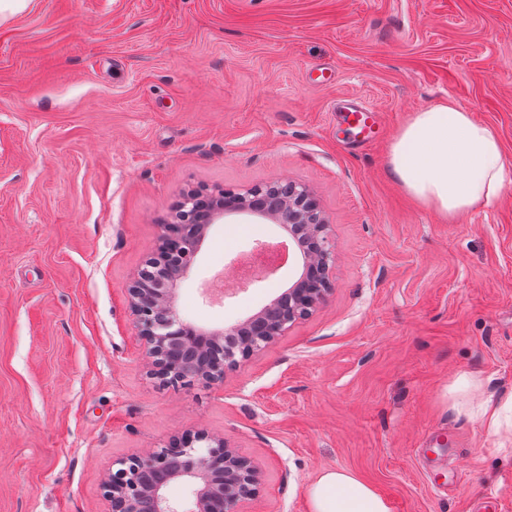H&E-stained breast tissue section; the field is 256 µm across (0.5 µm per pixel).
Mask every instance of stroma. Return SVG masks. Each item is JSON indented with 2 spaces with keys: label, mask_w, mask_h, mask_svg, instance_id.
<instances>
[{
  "label": "stroma",
  "mask_w": 512,
  "mask_h": 512,
  "mask_svg": "<svg viewBox=\"0 0 512 512\" xmlns=\"http://www.w3.org/2000/svg\"><path fill=\"white\" fill-rule=\"evenodd\" d=\"M454 99L512 163V0H26L0 8V512H105L114 461L187 430L260 467L241 512H310L325 468L399 512H512V447L452 407L512 395V182L448 224L393 177L412 112ZM381 113L354 142L340 100ZM290 179L335 241L332 289L222 382L148 375L128 287L184 190ZM211 227L177 311L245 318L275 281L206 299L282 237Z\"/></svg>",
  "instance_id": "stroma-1"
}]
</instances>
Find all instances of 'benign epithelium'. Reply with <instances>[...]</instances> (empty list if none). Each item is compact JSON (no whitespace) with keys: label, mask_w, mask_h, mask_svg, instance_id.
Wrapping results in <instances>:
<instances>
[{"label":"benign epithelium","mask_w":512,"mask_h":512,"mask_svg":"<svg viewBox=\"0 0 512 512\" xmlns=\"http://www.w3.org/2000/svg\"><path fill=\"white\" fill-rule=\"evenodd\" d=\"M231 215L270 219L288 228L302 251L306 272L252 315L206 332L178 315L175 292L194 266L211 225ZM161 228L156 252L128 293L150 374L167 386L223 380L226 371L311 315L330 291L335 245L329 224L310 189L294 181L282 179L243 192L187 190ZM226 336L240 337L239 345L224 349V358L209 361L204 346ZM116 466L103 482L106 512H239L240 502L255 496L259 488L254 462L224 439L203 431L174 437L150 454H132ZM177 483L190 493L186 508L168 495L169 487Z\"/></svg>","instance_id":"benign-epithelium-1"}]
</instances>
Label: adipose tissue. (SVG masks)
Masks as SVG:
<instances>
[{
	"instance_id": "ef3b65f1",
	"label": "adipose tissue",
	"mask_w": 512,
	"mask_h": 512,
	"mask_svg": "<svg viewBox=\"0 0 512 512\" xmlns=\"http://www.w3.org/2000/svg\"><path fill=\"white\" fill-rule=\"evenodd\" d=\"M388 165L416 203L451 223L496 200L506 186L498 135L451 99L412 113L390 145ZM449 392L457 411L477 416L489 434L512 440V397L500 405L482 401L464 375ZM307 495L312 512H390L369 483L343 468L320 471Z\"/></svg>"
}]
</instances>
